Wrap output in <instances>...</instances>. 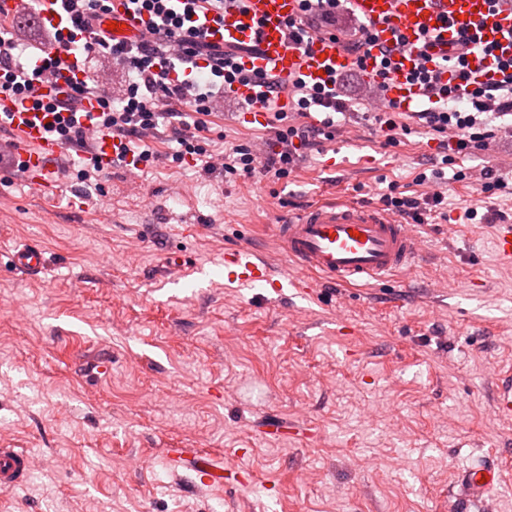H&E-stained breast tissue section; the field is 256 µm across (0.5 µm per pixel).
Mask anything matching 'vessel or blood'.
<instances>
[{
	"instance_id": "b4317fda",
	"label": "vessel or blood",
	"mask_w": 512,
	"mask_h": 512,
	"mask_svg": "<svg viewBox=\"0 0 512 512\" xmlns=\"http://www.w3.org/2000/svg\"><path fill=\"white\" fill-rule=\"evenodd\" d=\"M353 11L370 22L379 35L365 62L364 77L372 83L386 82L387 97L400 111L412 112L423 100L418 86L409 79L420 65L415 49L419 39L435 36L430 58L447 50L459 32L476 38L480 49L468 57L471 77L485 81L494 57L512 56V0H350ZM299 0H248L247 11L225 6L220 20L206 19L203 28L210 41L227 45L257 43V55L246 58L247 67L268 70L284 82L303 80L307 85L328 84L332 72L348 68L349 60L335 37L324 35L304 47L285 37V23L299 13ZM113 24L116 41H142L149 36L147 13L128 0H113L112 11L103 18ZM232 94L250 105L246 122H262L266 112L253 86H234ZM0 110L12 113L11 129L18 137L19 159L34 187L45 188L55 178L53 160L61 151L58 143L46 139L44 128L53 114L18 110L8 100ZM277 241L300 274L321 276L328 283L348 285L359 281H381L408 268L421 252V241L411 225L381 211L350 204L326 203L277 225ZM43 252L34 246L19 251L16 270L35 275L45 266ZM224 277L243 287L258 284L282 293L284 284L274 279L268 262L250 246L224 255ZM166 460L195 472L202 486H221L223 466L194 448L170 449ZM29 456L16 448H0V488L19 483L29 469ZM503 477L494 460L463 474V492L458 500L470 508Z\"/></svg>"
}]
</instances>
